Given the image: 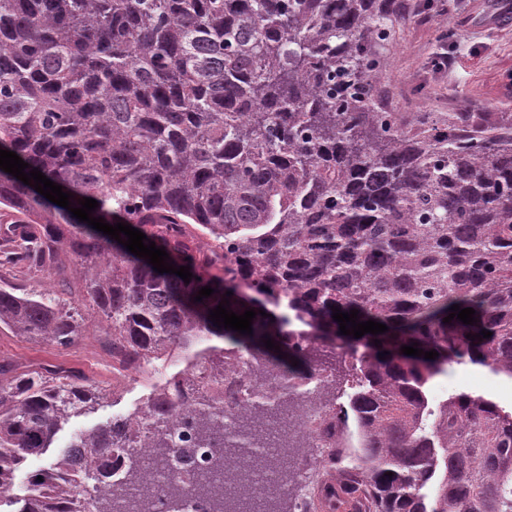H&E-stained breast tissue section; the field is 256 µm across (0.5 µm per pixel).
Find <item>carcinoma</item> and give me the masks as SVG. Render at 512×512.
I'll return each mask as SVG.
<instances>
[{
    "mask_svg": "<svg viewBox=\"0 0 512 512\" xmlns=\"http://www.w3.org/2000/svg\"><path fill=\"white\" fill-rule=\"evenodd\" d=\"M395 22L392 0H0V149L193 274L154 271L0 169V265L54 283L0 287V333L68 348L87 333V300L124 369L186 359L140 413L76 433L30 473L34 512H68L93 479L97 512H116L118 488L146 489L170 459L200 453L214 479L169 471L167 512L191 494L235 512L225 495L247 484L224 461L291 476L270 453L282 437L270 419L312 437L309 402L335 431L311 507L512 512V409L428 392L450 362L512 378V113L406 123L387 111L375 47ZM205 286L214 294L194 301ZM228 291L230 310L256 311L252 334L208 319ZM454 304L477 322H444ZM334 307L388 331L342 335ZM414 342L439 356L402 354ZM360 346L348 388L329 379L306 397L300 380ZM10 372L0 366V500L102 392L76 374ZM239 378L255 390L226 428L224 381ZM269 378L282 385L266 390Z\"/></svg>",
    "mask_w": 512,
    "mask_h": 512,
    "instance_id": "1",
    "label": "carcinoma"
}]
</instances>
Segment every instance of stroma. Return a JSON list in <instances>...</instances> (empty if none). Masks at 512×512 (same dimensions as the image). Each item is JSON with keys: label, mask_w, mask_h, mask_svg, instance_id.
<instances>
[{"label": "stroma", "mask_w": 512, "mask_h": 512, "mask_svg": "<svg viewBox=\"0 0 512 512\" xmlns=\"http://www.w3.org/2000/svg\"><path fill=\"white\" fill-rule=\"evenodd\" d=\"M405 9L388 40L380 47L384 70L379 81L394 112H480L485 106L512 112V26L491 27L479 23L475 8L450 0H404ZM457 57L452 71L439 72L432 65L440 47ZM99 336H85L61 349L23 336L0 334V363L15 373L72 371L95 381L103 397L95 409L73 417L57 434L42 457L30 460L16 472L15 492H22L30 471L51 467L78 430L138 412L153 386L181 370V363L156 361L150 374L133 370L112 371V353ZM473 392L512 408V379L490 372H471L468 366L450 364L429 385L432 398L442 390Z\"/></svg>", "instance_id": "stroma-1"}]
</instances>
